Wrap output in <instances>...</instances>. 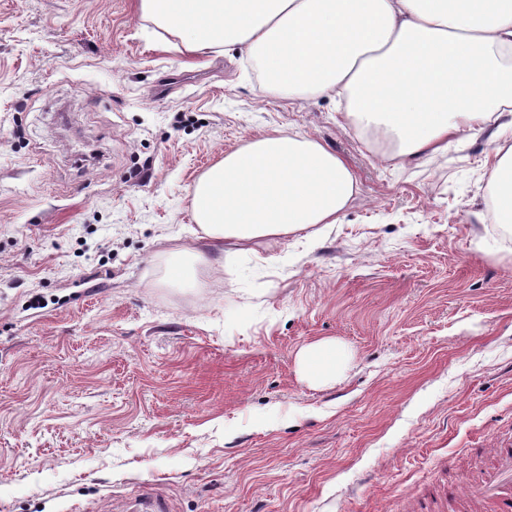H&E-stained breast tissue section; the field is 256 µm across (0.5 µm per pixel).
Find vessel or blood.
<instances>
[{
    "instance_id": "b4317fda",
    "label": "vessel or blood",
    "mask_w": 512,
    "mask_h": 512,
    "mask_svg": "<svg viewBox=\"0 0 512 512\" xmlns=\"http://www.w3.org/2000/svg\"><path fill=\"white\" fill-rule=\"evenodd\" d=\"M494 453L495 470L471 475L465 487L476 512H512V444Z\"/></svg>"
}]
</instances>
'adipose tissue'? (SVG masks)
Returning a JSON list of instances; mask_svg holds the SVG:
<instances>
[{
	"label": "adipose tissue",
	"mask_w": 512,
	"mask_h": 512,
	"mask_svg": "<svg viewBox=\"0 0 512 512\" xmlns=\"http://www.w3.org/2000/svg\"><path fill=\"white\" fill-rule=\"evenodd\" d=\"M182 51L225 45L254 52L269 92L336 90L357 132L415 159L448 148L461 128L484 131L512 107L502 57L512 52V0H140ZM496 223L512 224V148L489 170ZM355 189L344 161L308 137L276 132L225 154L193 187L206 252L338 223ZM343 350L319 341L299 354L303 374L332 379Z\"/></svg>",
	"instance_id": "obj_1"
}]
</instances>
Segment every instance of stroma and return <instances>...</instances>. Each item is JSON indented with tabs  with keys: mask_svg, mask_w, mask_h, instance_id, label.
Wrapping results in <instances>:
<instances>
[{
	"mask_svg": "<svg viewBox=\"0 0 512 512\" xmlns=\"http://www.w3.org/2000/svg\"><path fill=\"white\" fill-rule=\"evenodd\" d=\"M138 0H0V512H408L512 441V231L488 132L384 156ZM341 157L340 223L174 277L195 182L272 132ZM329 340L330 382L299 370ZM488 180L496 192L495 221L510 227L512 231V147L490 168ZM343 360V350L331 341L313 343L299 354L301 371L307 378L318 383L332 379Z\"/></svg>",
	"mask_w": 512,
	"mask_h": 512,
	"instance_id": "35a3bbf8",
	"label": "stroma"
}]
</instances>
